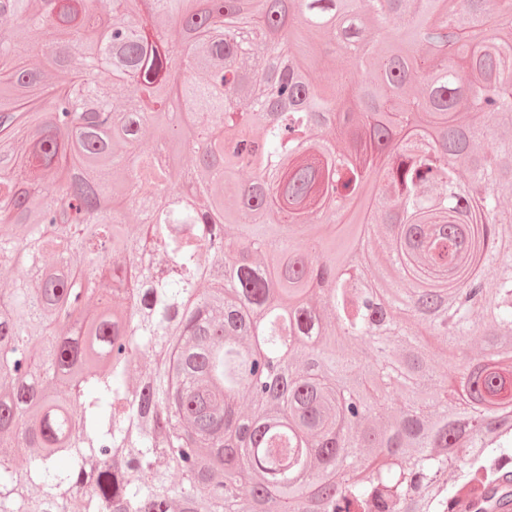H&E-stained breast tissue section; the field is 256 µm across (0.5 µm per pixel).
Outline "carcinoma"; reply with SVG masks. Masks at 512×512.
I'll list each match as a JSON object with an SVG mask.
<instances>
[{"label":"carcinoma","instance_id":"carcinoma-1","mask_svg":"<svg viewBox=\"0 0 512 512\" xmlns=\"http://www.w3.org/2000/svg\"><path fill=\"white\" fill-rule=\"evenodd\" d=\"M128 2L0 12V512L512 504V11ZM45 85L69 108L51 121L29 95ZM373 179L379 287L332 209ZM413 318L453 352L459 400Z\"/></svg>","mask_w":512,"mask_h":512}]
</instances>
